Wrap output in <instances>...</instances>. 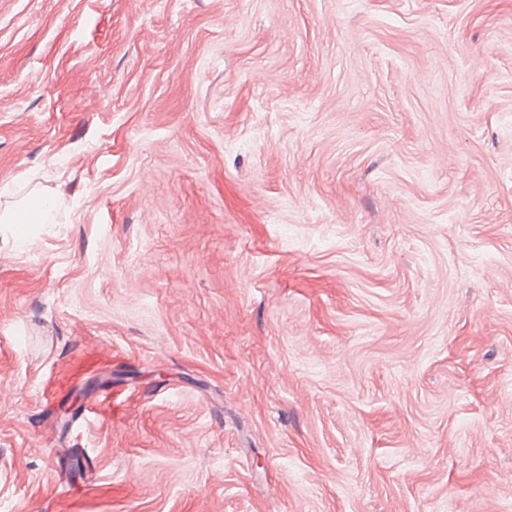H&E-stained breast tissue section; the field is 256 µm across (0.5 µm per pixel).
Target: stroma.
<instances>
[{
	"label": "stroma",
	"instance_id": "1",
	"mask_svg": "<svg viewBox=\"0 0 512 512\" xmlns=\"http://www.w3.org/2000/svg\"><path fill=\"white\" fill-rule=\"evenodd\" d=\"M36 195L0 512H512V0H0Z\"/></svg>",
	"mask_w": 512,
	"mask_h": 512
}]
</instances>
